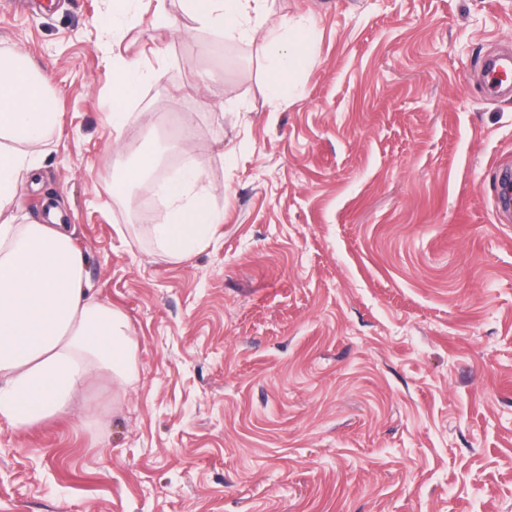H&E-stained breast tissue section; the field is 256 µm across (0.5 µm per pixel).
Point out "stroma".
<instances>
[{
    "label": "stroma",
    "instance_id": "1",
    "mask_svg": "<svg viewBox=\"0 0 512 512\" xmlns=\"http://www.w3.org/2000/svg\"><path fill=\"white\" fill-rule=\"evenodd\" d=\"M166 4L170 30L148 0L0 10L60 114L18 213L61 202L139 366L64 418L0 421V512H512V97L478 81L512 0H270L318 31L276 99L258 45ZM116 61L154 72L117 145ZM178 121L223 221L176 261L112 184Z\"/></svg>",
    "mask_w": 512,
    "mask_h": 512
}]
</instances>
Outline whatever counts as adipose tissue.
<instances>
[{"label": "adipose tissue", "mask_w": 512, "mask_h": 512, "mask_svg": "<svg viewBox=\"0 0 512 512\" xmlns=\"http://www.w3.org/2000/svg\"><path fill=\"white\" fill-rule=\"evenodd\" d=\"M267 0H183L203 29L225 39L259 43L271 89L280 93L288 76L309 63L314 26L292 25L287 39L267 29ZM146 71L117 64L112 136L130 120L121 102L133 95ZM57 130L56 99L29 61L13 46H0V419L27 429L68 415L78 392L104 371L125 386L138 375V346L126 315L96 299L85 277V260L50 206L48 223L17 221L21 185L35 182L38 158ZM199 165L159 182L165 211L151 240L173 258L194 252L220 215L201 184Z\"/></svg>", "instance_id": "obj_1"}]
</instances>
